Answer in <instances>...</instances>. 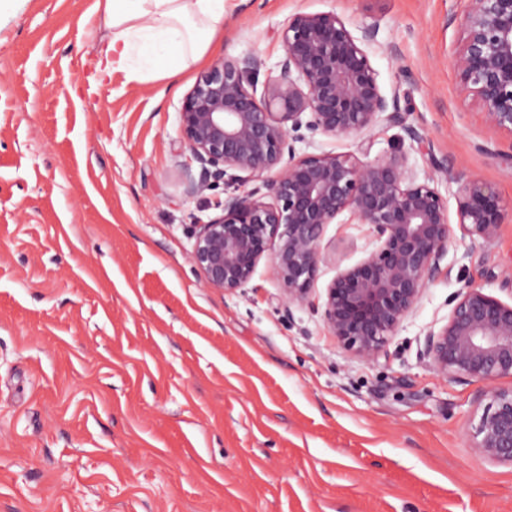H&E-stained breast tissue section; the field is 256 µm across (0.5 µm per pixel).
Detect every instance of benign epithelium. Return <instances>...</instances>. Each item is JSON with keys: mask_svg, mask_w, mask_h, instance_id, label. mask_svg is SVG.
I'll use <instances>...</instances> for the list:
<instances>
[{"mask_svg": "<svg viewBox=\"0 0 512 512\" xmlns=\"http://www.w3.org/2000/svg\"><path fill=\"white\" fill-rule=\"evenodd\" d=\"M453 67L460 94L476 102L486 124L509 139L499 156L512 164V0H468ZM375 24L352 29L335 12H298L282 33L280 76L256 97V56H227L202 73L179 108L180 141L200 165L189 191L230 187V170L246 181L215 203L221 213L192 229L190 261L206 287H246L271 258L290 305L310 303L320 272L325 227L347 212L372 226L378 246L336 274L321 318L337 343L373 362L425 289L451 269L442 265L452 238L445 197L434 178L419 179L403 147L374 161L348 153H299L300 131L333 138L379 123L398 126L410 144L431 151L426 132L408 123L399 93L386 95L369 47ZM435 169L457 184L456 220L475 240L496 239L506 206L488 183L461 177L435 157ZM448 322L427 335L423 355L433 370L492 385L512 376V304L466 285L452 299ZM475 426L474 448L512 464V388L489 389Z\"/></svg>", "mask_w": 512, "mask_h": 512, "instance_id": "benign-epithelium-1", "label": "benign epithelium"}]
</instances>
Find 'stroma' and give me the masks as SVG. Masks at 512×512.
<instances>
[{
	"label": "stroma",
	"mask_w": 512,
	"mask_h": 512,
	"mask_svg": "<svg viewBox=\"0 0 512 512\" xmlns=\"http://www.w3.org/2000/svg\"><path fill=\"white\" fill-rule=\"evenodd\" d=\"M94 0H0V512H512V465L473 448L488 387L423 356L466 284L512 302V216L490 243L454 227L450 277L432 283L385 355L366 363L317 304L377 238L327 225L313 305L288 306L262 259L233 293L189 260L223 189L178 110L199 76H91L110 34ZM467 0H226L208 63L253 54L279 76L298 12L379 22L370 52L430 152L512 203L498 135L460 97L452 52ZM401 130L306 136L302 152L389 153Z\"/></svg>",
	"instance_id": "1"
}]
</instances>
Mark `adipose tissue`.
Masks as SVG:
<instances>
[{
	"label": "adipose tissue",
	"instance_id": "obj_1",
	"mask_svg": "<svg viewBox=\"0 0 512 512\" xmlns=\"http://www.w3.org/2000/svg\"><path fill=\"white\" fill-rule=\"evenodd\" d=\"M103 6L111 35L98 68L111 74L126 69L127 79L143 82L159 69L186 73L206 62L224 17V0H96Z\"/></svg>",
	"mask_w": 512,
	"mask_h": 512
}]
</instances>
